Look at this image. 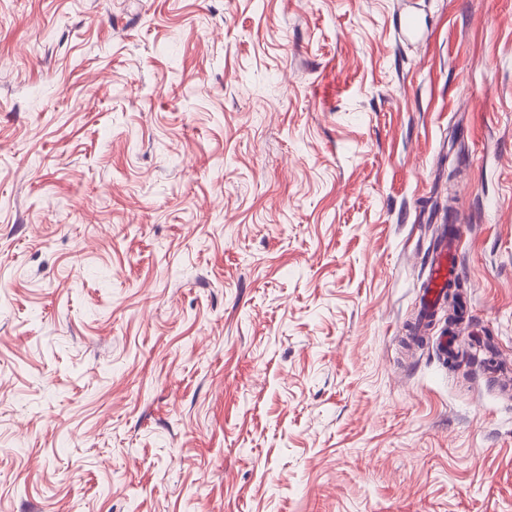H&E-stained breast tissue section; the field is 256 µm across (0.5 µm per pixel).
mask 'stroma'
Segmentation results:
<instances>
[{"mask_svg": "<svg viewBox=\"0 0 512 512\" xmlns=\"http://www.w3.org/2000/svg\"><path fill=\"white\" fill-rule=\"evenodd\" d=\"M445 223L512 368V0H0V512H512ZM462 241V225L450 224L449 231L442 228L437 239L436 250L432 253L429 271L418 307L417 334L424 335L427 324L432 320L438 303L448 282L459 275L458 254Z\"/></svg>", "mask_w": 512, "mask_h": 512, "instance_id": "35a3bbf8", "label": "stroma"}]
</instances>
